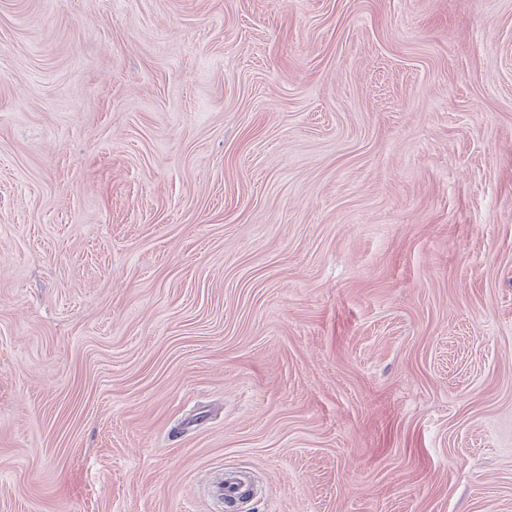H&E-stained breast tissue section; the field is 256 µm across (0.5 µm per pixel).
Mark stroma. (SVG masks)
<instances>
[{
    "label": "stroma",
    "instance_id": "stroma-1",
    "mask_svg": "<svg viewBox=\"0 0 512 512\" xmlns=\"http://www.w3.org/2000/svg\"><path fill=\"white\" fill-rule=\"evenodd\" d=\"M512 512V0H0V512ZM242 476L238 472H228L214 488V494L220 504L224 505L226 512H235L237 504L241 501L243 488Z\"/></svg>",
    "mask_w": 512,
    "mask_h": 512
}]
</instances>
